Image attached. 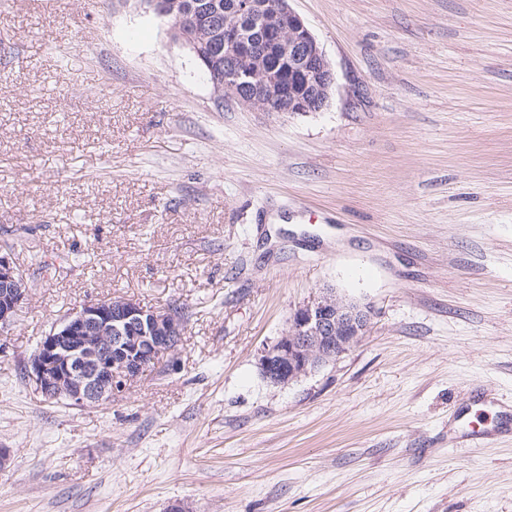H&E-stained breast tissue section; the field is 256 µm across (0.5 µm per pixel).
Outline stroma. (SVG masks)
Segmentation results:
<instances>
[{"label":"stroma","instance_id":"stroma-1","mask_svg":"<svg viewBox=\"0 0 512 512\" xmlns=\"http://www.w3.org/2000/svg\"><path fill=\"white\" fill-rule=\"evenodd\" d=\"M335 75L320 112L216 90L142 0H0V512H512V0H290ZM66 256L45 272L41 259ZM368 330L285 385L265 349L322 289ZM183 308L112 400L23 365L91 299ZM28 292L27 283L11 255L0 254V331L16 320ZM500 406V405H499ZM501 407V406H500ZM501 423L500 426L487 427L484 429L471 430L461 432L460 435L451 436L454 439H462L472 442H491L493 441L501 429H505L508 425H512V410L501 407Z\"/></svg>","mask_w":512,"mask_h":512}]
</instances>
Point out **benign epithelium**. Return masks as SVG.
Masks as SVG:
<instances>
[{"label":"benign epithelium","mask_w":512,"mask_h":512,"mask_svg":"<svg viewBox=\"0 0 512 512\" xmlns=\"http://www.w3.org/2000/svg\"><path fill=\"white\" fill-rule=\"evenodd\" d=\"M174 20V33L189 46L204 31L184 9L183 0H143ZM279 57L257 55L232 24L213 44L224 59V73L213 83L240 104L259 112H319L335 77L323 49L288 0H279L261 17ZM28 292L11 255L0 254V330L16 320ZM368 311L326 291L299 307L288 330L260 359L264 377L286 384L317 365L349 351L364 335ZM183 312L174 307L145 308L125 298L93 299L67 313L42 338L24 364V375L49 402L96 406L112 399L161 355L175 350L185 330Z\"/></svg>","instance_id":"obj_1"}]
</instances>
